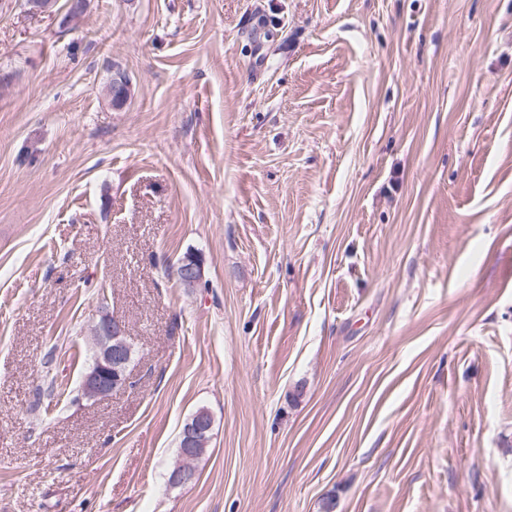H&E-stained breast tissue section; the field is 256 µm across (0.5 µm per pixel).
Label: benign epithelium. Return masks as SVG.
<instances>
[{
  "instance_id": "1",
  "label": "benign epithelium",
  "mask_w": 512,
  "mask_h": 512,
  "mask_svg": "<svg viewBox=\"0 0 512 512\" xmlns=\"http://www.w3.org/2000/svg\"><path fill=\"white\" fill-rule=\"evenodd\" d=\"M86 0H74L67 12L57 11L59 26L69 28L72 23L85 13ZM127 88L126 76L122 69L112 68V104L120 106L124 103ZM182 284L196 285L201 280V265L188 260L180 262L174 271ZM96 355L94 364L83 378L84 398L101 400L113 393L126 388L129 383L131 349L128 345L122 321L109 313L100 315L95 328Z\"/></svg>"
}]
</instances>
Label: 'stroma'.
<instances>
[{"label":"stroma","instance_id":"stroma-1","mask_svg":"<svg viewBox=\"0 0 512 512\" xmlns=\"http://www.w3.org/2000/svg\"><path fill=\"white\" fill-rule=\"evenodd\" d=\"M328 497L512 512V0H0V512ZM94 364L83 378L84 398L101 400L129 383L131 349L122 321L109 313L100 315L95 328Z\"/></svg>","mask_w":512,"mask_h":512}]
</instances>
